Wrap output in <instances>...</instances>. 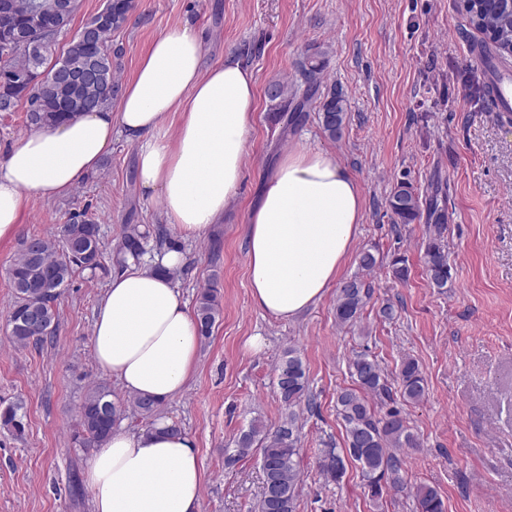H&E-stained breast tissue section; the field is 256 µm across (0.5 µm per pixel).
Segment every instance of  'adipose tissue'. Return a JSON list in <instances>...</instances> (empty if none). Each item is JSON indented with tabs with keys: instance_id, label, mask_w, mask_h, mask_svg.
<instances>
[{
	"instance_id": "1",
	"label": "adipose tissue",
	"mask_w": 512,
	"mask_h": 512,
	"mask_svg": "<svg viewBox=\"0 0 512 512\" xmlns=\"http://www.w3.org/2000/svg\"><path fill=\"white\" fill-rule=\"evenodd\" d=\"M203 39L168 27L123 83L117 108L86 112L9 146L0 157V237L31 198L68 194L101 164L112 137L136 148L144 193L159 197L168 224L200 239L224 216L243 174L258 95L252 71L234 59L203 68ZM175 114L174 134L164 121ZM354 176L329 152H285L248 212L251 296L292 319L321 300L348 259L362 221ZM200 344L196 319L171 278L129 266L95 309L92 349L126 395L165 401L191 378ZM93 512H200L205 472L191 438L159 417L117 429L86 466Z\"/></svg>"
}]
</instances>
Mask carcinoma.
Returning a JSON list of instances; mask_svg holds the SVG:
<instances>
[{
    "instance_id": "carcinoma-1",
    "label": "carcinoma",
    "mask_w": 512,
    "mask_h": 512,
    "mask_svg": "<svg viewBox=\"0 0 512 512\" xmlns=\"http://www.w3.org/2000/svg\"><path fill=\"white\" fill-rule=\"evenodd\" d=\"M58 0H10L7 13L0 12V112H15L26 107L27 123L36 129L55 126L81 113L103 108L115 100L121 90V80L115 59L119 50L112 48V35L128 24L138 0H110L108 8L100 9L86 20L56 54V43L71 27L79 9L73 0L70 13L59 20V29L40 32L41 47L30 49L25 35L34 25L55 13ZM467 23L488 37L480 49L492 60L506 62L501 46L512 40V0H470L461 10ZM84 74L78 88H70L52 79L57 68ZM324 68L322 53L306 57L301 66L304 89L277 80L266 88L270 110L285 126L301 125L307 106L317 100L318 118L324 132L332 139L341 136L348 112L346 98L339 92H321ZM448 181L437 178L431 192L423 197L411 183L398 181L387 198V207L394 224H414L423 219L427 227L422 242L426 276L432 287L442 290L452 283L448 262V246L444 234L448 224ZM147 235L139 225L125 227L121 243L112 255L118 270L128 262L140 263L145 254ZM103 245L99 225L87 213L76 214L61 225L57 239L40 236L26 239L19 257L10 271L14 304L8 314L10 339L19 348L39 344L54 336L59 312L57 300L67 287L76 269L95 270L101 267ZM380 262L371 248L359 255L361 273L346 281L336 294V321L353 326L363 315L373 293L372 282L364 273L372 272ZM393 277L409 278L405 256L397 254L389 262ZM220 315L218 292L202 288L197 294L195 317L200 337L207 339ZM354 386L337 393L336 407L345 429L344 447L334 449V457L321 449L319 469L328 481L340 482L346 464L353 463L360 471L364 488L371 501L380 509L392 492L408 491L416 503L417 512H446L439 492L427 485L407 488L401 474V461L396 448H418L420 443L408 431L406 420L396 405L392 384L379 362L366 352L354 356L349 363ZM396 382L400 398L407 403H419L426 397V380L418 362L408 357L402 360ZM276 387L284 416L270 428L254 420L241 432L235 446L225 449L227 460L236 462L259 455L263 477L276 483L274 497L262 494L258 512H296L301 488L299 469V420L303 410L313 411L314 399L309 391L306 368L294 350L276 367ZM160 403L143 398H130L123 405L112 401L111 392L102 385L88 389L80 406L79 434L86 447H98L128 417L132 411L144 418L157 414ZM26 413L20 403L0 409V429L17 438L26 431Z\"/></svg>"
}]
</instances>
